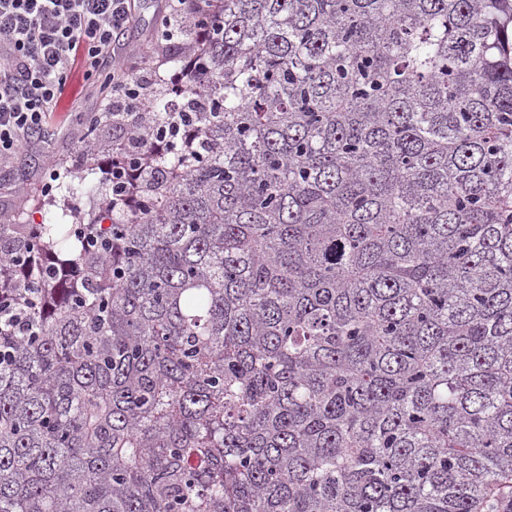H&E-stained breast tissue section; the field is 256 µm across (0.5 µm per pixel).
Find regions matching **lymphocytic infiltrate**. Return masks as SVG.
I'll list each match as a JSON object with an SVG mask.
<instances>
[{"label":"lymphocytic infiltrate","mask_w":512,"mask_h":512,"mask_svg":"<svg viewBox=\"0 0 512 512\" xmlns=\"http://www.w3.org/2000/svg\"><path fill=\"white\" fill-rule=\"evenodd\" d=\"M135 12V0H0V169L43 138L75 68L90 81L111 57L113 111L150 94L151 72L124 70Z\"/></svg>","instance_id":"f902f5d3"}]
</instances>
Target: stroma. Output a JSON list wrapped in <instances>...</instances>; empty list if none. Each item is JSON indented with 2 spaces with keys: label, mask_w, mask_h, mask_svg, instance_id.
<instances>
[{
  "label": "stroma",
  "mask_w": 512,
  "mask_h": 512,
  "mask_svg": "<svg viewBox=\"0 0 512 512\" xmlns=\"http://www.w3.org/2000/svg\"><path fill=\"white\" fill-rule=\"evenodd\" d=\"M161 15L159 0H138L137 22L126 36L138 58L154 68L165 59L172 45L186 43L191 37L186 31L170 43L156 40V23ZM109 102V93L86 88L82 75L69 80L55 109L51 135L46 136L44 143L23 151L19 167L0 170V215L15 218L22 224L59 222V210L37 206L31 196L41 191L44 182L58 184L66 180L68 169L82 166L84 139L89 132L74 117L80 112L103 114L108 111Z\"/></svg>",
  "instance_id": "obj_1"
}]
</instances>
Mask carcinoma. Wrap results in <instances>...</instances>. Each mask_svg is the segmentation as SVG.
<instances>
[{
	"label": "carcinoma",
	"mask_w": 512,
	"mask_h": 512,
	"mask_svg": "<svg viewBox=\"0 0 512 512\" xmlns=\"http://www.w3.org/2000/svg\"><path fill=\"white\" fill-rule=\"evenodd\" d=\"M193 123L0 218V512H480L512 479V0H216ZM125 202L97 179L123 163ZM10 305L0 309V333L11 332L16 333H27L30 335L34 334V324L23 316L21 313L14 312L9 309ZM8 329L7 331H5Z\"/></svg>",
	"instance_id": "obj_1"
}]
</instances>
